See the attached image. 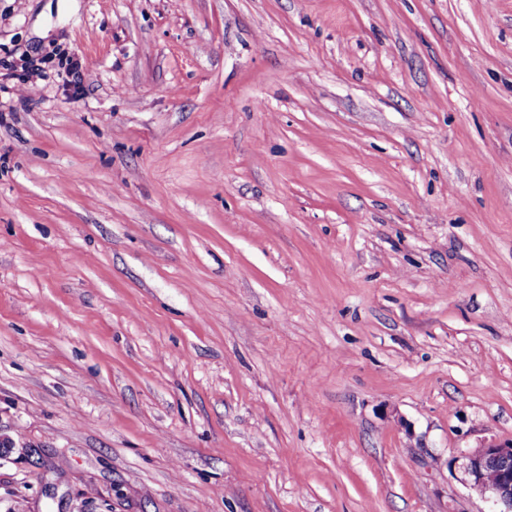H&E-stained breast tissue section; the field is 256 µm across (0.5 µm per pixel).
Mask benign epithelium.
I'll return each mask as SVG.
<instances>
[{"mask_svg":"<svg viewBox=\"0 0 512 512\" xmlns=\"http://www.w3.org/2000/svg\"><path fill=\"white\" fill-rule=\"evenodd\" d=\"M496 478L487 479L489 468ZM462 468L471 488L489 496L497 512H512V441L491 442L464 456Z\"/></svg>","mask_w":512,"mask_h":512,"instance_id":"7a95c632","label":"benign epithelium"}]
</instances>
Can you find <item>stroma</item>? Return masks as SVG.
Segmentation results:
<instances>
[{
	"label": "stroma",
	"mask_w": 512,
	"mask_h": 512,
	"mask_svg": "<svg viewBox=\"0 0 512 512\" xmlns=\"http://www.w3.org/2000/svg\"><path fill=\"white\" fill-rule=\"evenodd\" d=\"M511 438L512 0H0V512H493ZM462 468L472 489L488 494L499 510L512 511V440L491 442L463 457ZM490 467L496 468V478L487 479Z\"/></svg>",
	"instance_id": "35a3bbf8"
}]
</instances>
